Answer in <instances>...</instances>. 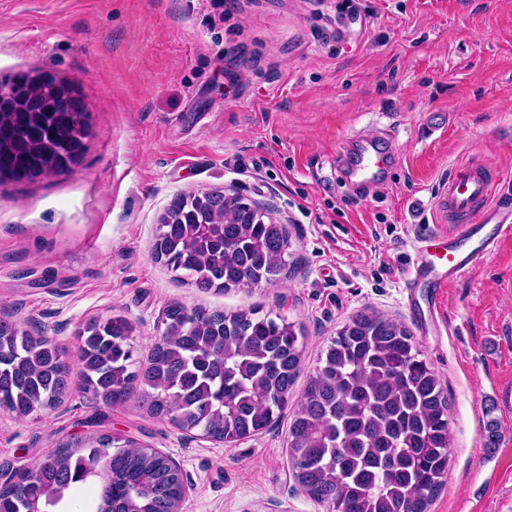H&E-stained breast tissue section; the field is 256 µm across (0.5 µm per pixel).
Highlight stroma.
Wrapping results in <instances>:
<instances>
[{
    "label": "stroma",
    "mask_w": 512,
    "mask_h": 512,
    "mask_svg": "<svg viewBox=\"0 0 512 512\" xmlns=\"http://www.w3.org/2000/svg\"><path fill=\"white\" fill-rule=\"evenodd\" d=\"M0 0V78L51 76L84 99L76 165L0 182V317L44 329L72 370L53 411L0 410V466H33L66 441L112 434L169 455L192 483L179 512H324L297 485L290 414L230 444L186 434L138 397L85 392L76 332L121 315L145 361L178 300L293 323L291 397L349 318L401 321L450 406L451 461L429 512H512V239L473 275L408 298L434 201L473 159L512 196V0ZM353 131L388 133L379 186L336 160ZM221 190L285 224L286 273L226 293L180 283L152 256L179 194Z\"/></svg>",
    "instance_id": "1"
}]
</instances>
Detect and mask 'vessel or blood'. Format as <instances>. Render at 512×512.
I'll return each instance as SVG.
<instances>
[{
    "label": "vessel or blood",
    "instance_id": "b4317fda",
    "mask_svg": "<svg viewBox=\"0 0 512 512\" xmlns=\"http://www.w3.org/2000/svg\"><path fill=\"white\" fill-rule=\"evenodd\" d=\"M345 145L349 174L362 182L378 181L392 161L376 138L356 133L346 138ZM501 183V176L490 175L485 166L471 161L451 170L438 200L451 228L418 239L407 288L429 284L431 302L440 306L444 289L471 275L512 234V199L501 192Z\"/></svg>",
    "mask_w": 512,
    "mask_h": 512
}]
</instances>
